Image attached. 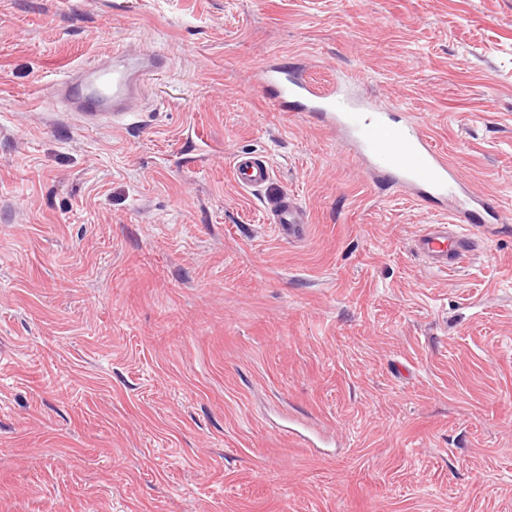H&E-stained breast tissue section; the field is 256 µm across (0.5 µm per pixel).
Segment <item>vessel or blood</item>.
Segmentation results:
<instances>
[{
  "mask_svg": "<svg viewBox=\"0 0 512 512\" xmlns=\"http://www.w3.org/2000/svg\"><path fill=\"white\" fill-rule=\"evenodd\" d=\"M163 67V58L144 51L131 61L116 59L74 68L52 82L45 101L50 105L60 102L69 111L90 116L118 117L140 97L145 80ZM256 77L261 87L275 93L284 111L311 113L325 126L341 131L374 178L394 183L411 199L430 197L448 203V220L427 225L412 244L429 268L453 270L473 251L475 237L461 232L460 227L476 224L489 203L484 197L466 195L447 155L422 132L418 122H396L375 101L352 97V82L343 76L337 77L332 89L323 91L286 66L267 61L257 67ZM233 169L244 189L262 187L272 177L265 160L247 153L236 155ZM271 220L289 241L306 239L310 216L294 195L274 200Z\"/></svg>",
  "mask_w": 512,
  "mask_h": 512,
  "instance_id": "b4317fda",
  "label": "vessel or blood"
}]
</instances>
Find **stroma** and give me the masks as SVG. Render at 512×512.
Returning a JSON list of instances; mask_svg holds the SVG:
<instances>
[{"label":"stroma","instance_id":"1","mask_svg":"<svg viewBox=\"0 0 512 512\" xmlns=\"http://www.w3.org/2000/svg\"><path fill=\"white\" fill-rule=\"evenodd\" d=\"M126 46L166 61L131 122L42 100ZM266 59L418 120L502 224L427 268L434 202ZM0 512H512V0H0ZM234 176L243 189H255L266 185L272 177L269 164L247 153L236 155L233 163ZM271 220L279 234L292 242L304 241L311 223L306 207L291 194L281 195L274 200Z\"/></svg>","mask_w":512,"mask_h":512}]
</instances>
